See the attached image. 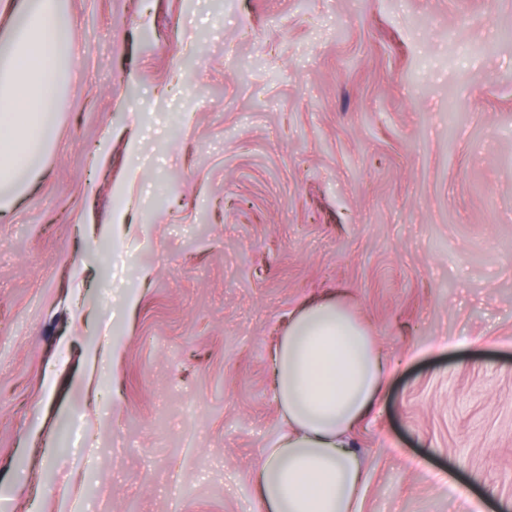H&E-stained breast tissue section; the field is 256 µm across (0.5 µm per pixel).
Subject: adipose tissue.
Here are the masks:
<instances>
[{"mask_svg":"<svg viewBox=\"0 0 512 512\" xmlns=\"http://www.w3.org/2000/svg\"><path fill=\"white\" fill-rule=\"evenodd\" d=\"M61 0H24L0 55V186L38 173L52 141L59 60L75 55ZM387 365L337 299L306 303L272 353V390L285 431L260 451L257 512H355L366 468L350 435L382 390Z\"/></svg>","mask_w":512,"mask_h":512,"instance_id":"1","label":"adipose tissue"}]
</instances>
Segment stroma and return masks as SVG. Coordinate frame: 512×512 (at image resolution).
Wrapping results in <instances>:
<instances>
[{
	"label": "stroma",
	"mask_w": 512,
	"mask_h": 512,
	"mask_svg": "<svg viewBox=\"0 0 512 512\" xmlns=\"http://www.w3.org/2000/svg\"><path fill=\"white\" fill-rule=\"evenodd\" d=\"M63 14L54 143L0 212V512H252L276 338L330 295L389 366L357 512H512V0Z\"/></svg>",
	"instance_id": "stroma-1"
}]
</instances>
